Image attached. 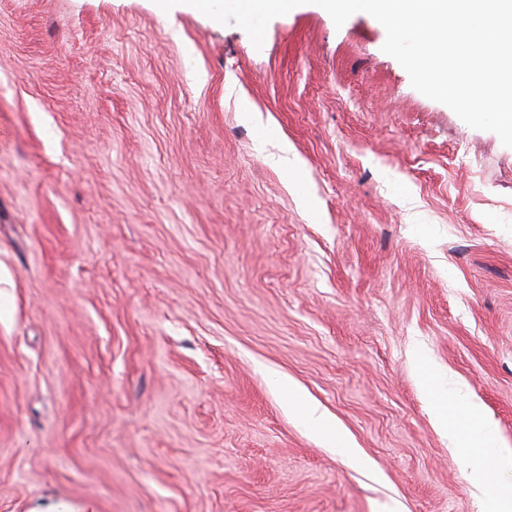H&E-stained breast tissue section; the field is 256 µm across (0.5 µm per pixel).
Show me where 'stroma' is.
<instances>
[{
  "label": "stroma",
  "mask_w": 512,
  "mask_h": 512,
  "mask_svg": "<svg viewBox=\"0 0 512 512\" xmlns=\"http://www.w3.org/2000/svg\"><path fill=\"white\" fill-rule=\"evenodd\" d=\"M385 39L0 0V512H487L421 376L512 448V148ZM300 415L303 421L311 428L318 431L324 437L332 440L336 437V428L331 420L318 408L307 405L300 408Z\"/></svg>",
  "instance_id": "35a3bbf8"
}]
</instances>
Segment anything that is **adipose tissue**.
Here are the masks:
<instances>
[{
	"label": "adipose tissue",
	"instance_id": "ef3b65f1",
	"mask_svg": "<svg viewBox=\"0 0 512 512\" xmlns=\"http://www.w3.org/2000/svg\"><path fill=\"white\" fill-rule=\"evenodd\" d=\"M457 401L466 412L467 427H460L450 420L446 405L441 403L435 407L434 418L458 446L473 449L487 462L486 467L469 476V490L475 497L493 498L497 504L495 512H512V453L495 454L496 433L484 422L479 405L465 394L459 395Z\"/></svg>",
	"mask_w": 512,
	"mask_h": 512
}]
</instances>
